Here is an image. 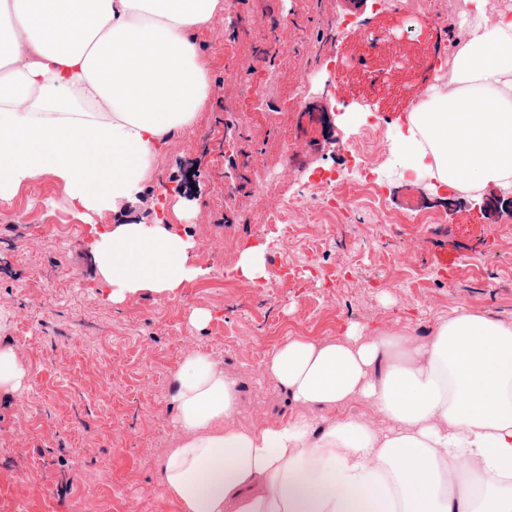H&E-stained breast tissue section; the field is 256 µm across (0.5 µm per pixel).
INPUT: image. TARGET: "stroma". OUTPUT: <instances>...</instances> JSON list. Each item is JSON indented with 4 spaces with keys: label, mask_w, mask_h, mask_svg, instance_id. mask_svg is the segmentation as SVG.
<instances>
[{
    "label": "stroma",
    "mask_w": 512,
    "mask_h": 512,
    "mask_svg": "<svg viewBox=\"0 0 512 512\" xmlns=\"http://www.w3.org/2000/svg\"><path fill=\"white\" fill-rule=\"evenodd\" d=\"M237 12L274 30L288 54H260L258 34L231 20L220 39L190 31L208 65V98L191 130L174 132L154 157L145 203L128 212L146 223L163 214L190 235L206 276L168 296L145 289L109 303L90 230L111 214L84 221L48 175L0 200V348L25 372L18 389L0 391V512H179L158 465L174 439L170 385L187 350L237 378L235 421L249 426L298 410L262 371L284 337H335L352 325L426 337L461 308L512 322V193H438L426 182L407 190L405 158L391 151L377 171L384 207L437 210L440 223L386 224L365 205L352 215L353 236L327 214L287 235L266 222L276 201L303 187L299 175L264 181L286 147L311 170L342 172L348 157L332 139L355 137L372 112L404 125L410 87L452 56L463 29L447 39L424 17L373 14L370 0H237ZM339 16L349 26L335 41L328 28ZM364 32L388 37L376 82L361 64ZM338 60L350 72L332 111L315 96L310 111H285L304 71L323 82ZM258 78L264 93L254 103ZM250 245L265 250L254 284L237 270ZM340 259L348 273L334 287L278 283L285 269L332 272ZM196 308L210 312L208 323L191 321Z\"/></svg>",
    "instance_id": "35a3bbf8"
}]
</instances>
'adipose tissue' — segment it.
Instances as JSON below:
<instances>
[{
  "label": "adipose tissue",
  "mask_w": 512,
  "mask_h": 512,
  "mask_svg": "<svg viewBox=\"0 0 512 512\" xmlns=\"http://www.w3.org/2000/svg\"><path fill=\"white\" fill-rule=\"evenodd\" d=\"M465 2V37L398 149L438 187L512 192V10ZM223 20L224 0H0V200L49 175L78 215L113 214L91 241L109 302L206 274L189 235L125 215L208 96L189 31ZM264 374L300 410L250 427L207 354L173 374L159 478L181 512H512V323L461 309L425 340L288 336ZM352 401L372 417L336 416Z\"/></svg>",
  "instance_id": "ef3b65f1"
}]
</instances>
